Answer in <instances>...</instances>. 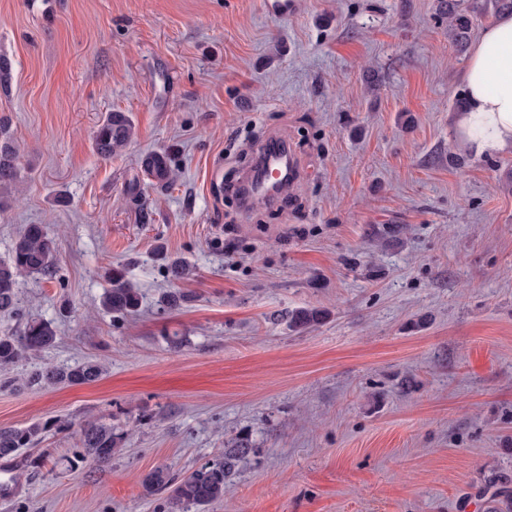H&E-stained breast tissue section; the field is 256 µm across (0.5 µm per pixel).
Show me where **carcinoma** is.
I'll return each mask as SVG.
<instances>
[{"instance_id": "1", "label": "carcinoma", "mask_w": 512, "mask_h": 512, "mask_svg": "<svg viewBox=\"0 0 512 512\" xmlns=\"http://www.w3.org/2000/svg\"><path fill=\"white\" fill-rule=\"evenodd\" d=\"M441 7L448 15V27L456 46L467 41L468 17L458 10L454 0H441ZM135 136L132 119L126 112H110L97 126L93 143L96 153L109 159L122 152ZM147 177L160 186L169 184L175 175L172 158L167 153H153L142 161ZM20 176L18 154L8 123L0 120V193L8 194ZM40 274L47 279L56 274V252L53 238L43 224H27L16 236L8 258L0 260V315H13L19 310L17 285L19 278ZM108 286L100 298L102 311L117 317L136 312L142 296L128 279L125 267L117 265L107 273ZM326 319V313L316 308L295 310L288 317V327L307 330ZM57 341L53 322L31 318L24 322L17 334L0 336V381L3 388L15 385L10 372L24 359L48 349ZM104 373V366L87 360L73 365H53L32 371L23 381L26 388L48 386H79L97 381ZM46 426L32 422L24 427H0V458H11L24 448L40 442ZM78 446L68 462L70 469L82 464L104 465L123 447L124 436L117 428L102 420H87L79 428ZM250 449L239 445L224 449L216 460L191 472L177 476L168 469L157 467L143 480L146 493H168L171 512H187L191 507L201 508L224 499V490L235 472L237 462ZM492 512H512V488L501 486L491 495Z\"/></svg>"}]
</instances>
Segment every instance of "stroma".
Returning <instances> with one entry per match:
<instances>
[{
	"label": "stroma",
	"mask_w": 512,
	"mask_h": 512,
	"mask_svg": "<svg viewBox=\"0 0 512 512\" xmlns=\"http://www.w3.org/2000/svg\"><path fill=\"white\" fill-rule=\"evenodd\" d=\"M0 0L11 62L0 118L21 175L0 200V259L46 225L57 275L23 277V310L54 347L16 372L85 360L96 382L0 389V427L47 424L0 468V512H168L144 496L250 448L205 512H489L512 479V153L463 149L451 116L470 43L497 17L459 0ZM128 113L109 159L93 134ZM300 174L251 208L225 190L270 140ZM166 152V189L143 174ZM192 267L174 281L167 259ZM126 265L133 316L98 312ZM191 302L167 311L172 288ZM329 315L289 329L298 308ZM180 336L172 348L167 339ZM124 449L69 471L79 423ZM441 7L444 13L448 15V27L450 29L452 40L457 47H463L467 41L469 30L468 17L458 10L454 0H441ZM135 136V127L128 113H108L97 126L93 143L96 153L109 159L122 152Z\"/></svg>",
	"instance_id": "stroma-1"
}]
</instances>
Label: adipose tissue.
Masks as SVG:
<instances>
[{"label":"adipose tissue","mask_w":512,"mask_h":512,"mask_svg":"<svg viewBox=\"0 0 512 512\" xmlns=\"http://www.w3.org/2000/svg\"><path fill=\"white\" fill-rule=\"evenodd\" d=\"M455 126L480 153H512V12L501 13L472 48Z\"/></svg>","instance_id":"ef3b65f1"}]
</instances>
